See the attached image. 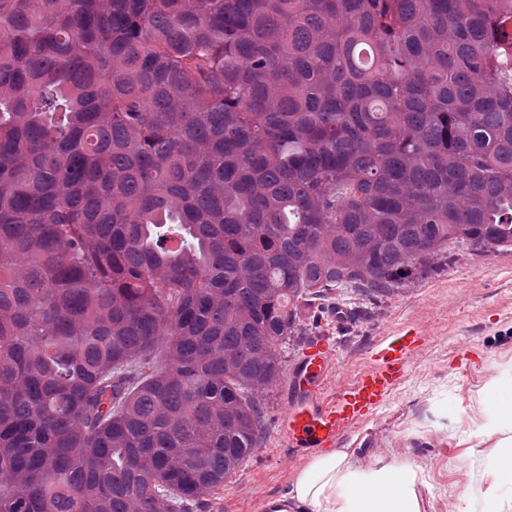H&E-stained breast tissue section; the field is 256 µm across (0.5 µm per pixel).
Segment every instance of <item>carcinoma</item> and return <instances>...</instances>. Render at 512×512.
Returning a JSON list of instances; mask_svg holds the SVG:
<instances>
[{
	"instance_id": "obj_1",
	"label": "carcinoma",
	"mask_w": 512,
	"mask_h": 512,
	"mask_svg": "<svg viewBox=\"0 0 512 512\" xmlns=\"http://www.w3.org/2000/svg\"><path fill=\"white\" fill-rule=\"evenodd\" d=\"M512 248V0H0V512H190L283 344Z\"/></svg>"
}]
</instances>
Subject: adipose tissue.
I'll list each match as a JSON object with an SVG mask.
<instances>
[{"instance_id": "ef3b65f1", "label": "adipose tissue", "mask_w": 512, "mask_h": 512, "mask_svg": "<svg viewBox=\"0 0 512 512\" xmlns=\"http://www.w3.org/2000/svg\"><path fill=\"white\" fill-rule=\"evenodd\" d=\"M485 429L499 435L491 465L499 487L512 489V368L494 378L482 394ZM416 474L405 466L386 464L360 472L344 452L316 455L291 484L289 494L300 512H419Z\"/></svg>"}]
</instances>
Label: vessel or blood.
<instances>
[{"label":"vessel or blood","mask_w":512,"mask_h":512,"mask_svg":"<svg viewBox=\"0 0 512 512\" xmlns=\"http://www.w3.org/2000/svg\"><path fill=\"white\" fill-rule=\"evenodd\" d=\"M428 341L418 327L382 337L372 348L373 366L328 398L324 385L335 346L325 338L313 340L292 370L291 394L280 417L289 447L299 453L335 447L390 398Z\"/></svg>","instance_id":"1"}]
</instances>
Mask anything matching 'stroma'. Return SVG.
Segmentation results:
<instances>
[{
  "mask_svg": "<svg viewBox=\"0 0 512 512\" xmlns=\"http://www.w3.org/2000/svg\"><path fill=\"white\" fill-rule=\"evenodd\" d=\"M304 318L318 322L311 336L336 345L329 397L371 366L370 346L379 337L418 326L430 338L394 395L339 441L353 467L414 468L420 512H481L489 491L512 512V490L497 488L490 467L499 438L484 431L481 400L485 385L512 366L511 250L454 248L390 296L372 301L338 291L321 316L308 311ZM304 346L298 338L286 346L285 378L260 397L265 419L257 451L198 512H270L269 502L282 498L308 463L280 430L287 373Z\"/></svg>",
  "mask_w": 512,
  "mask_h": 512,
  "instance_id": "obj_1",
  "label": "stroma"
}]
</instances>
